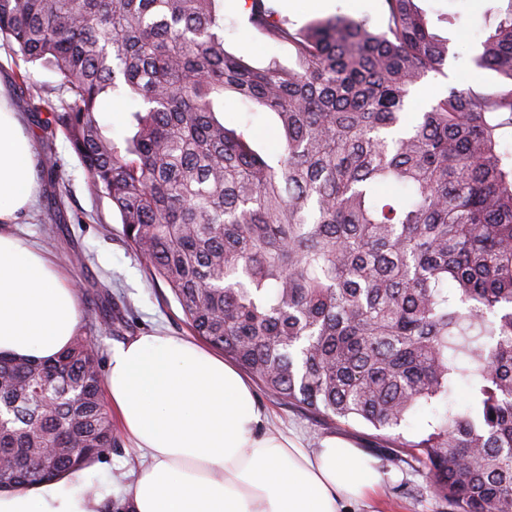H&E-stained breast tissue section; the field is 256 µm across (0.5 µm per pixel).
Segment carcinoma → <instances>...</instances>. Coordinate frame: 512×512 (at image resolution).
Here are the masks:
<instances>
[{
	"instance_id": "obj_1",
	"label": "carcinoma",
	"mask_w": 512,
	"mask_h": 512,
	"mask_svg": "<svg viewBox=\"0 0 512 512\" xmlns=\"http://www.w3.org/2000/svg\"><path fill=\"white\" fill-rule=\"evenodd\" d=\"M247 22L295 65L224 49L223 0H0L14 55L54 71L50 112L122 235L193 332L277 399L416 441L450 512H512V11L475 63L499 87L449 93L406 120L448 59L416 0L380 30L296 28L274 0ZM271 111L277 145L226 126L224 95ZM129 104L119 145L100 124ZM101 357L77 332L50 359L0 353V461L10 489L57 479L112 447ZM465 404L448 408L453 388Z\"/></svg>"
}]
</instances>
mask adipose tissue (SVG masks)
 <instances>
[{"instance_id": "ef3b65f1", "label": "adipose tissue", "mask_w": 512, "mask_h": 512, "mask_svg": "<svg viewBox=\"0 0 512 512\" xmlns=\"http://www.w3.org/2000/svg\"><path fill=\"white\" fill-rule=\"evenodd\" d=\"M31 138L0 82V352L51 358L78 331V296L53 257L11 229L36 202ZM107 394L143 465L127 512H351L376 494L375 458L336 437L307 451L264 427L250 384L181 336L113 349ZM108 484L87 469L0 494V512H103Z\"/></svg>"}]
</instances>
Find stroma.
Returning a JSON list of instances; mask_svg holds the SVG:
<instances>
[{"label":"stroma","instance_id":"35a3bbf8","mask_svg":"<svg viewBox=\"0 0 512 512\" xmlns=\"http://www.w3.org/2000/svg\"><path fill=\"white\" fill-rule=\"evenodd\" d=\"M418 6L436 22L437 33L448 39V62L442 72L430 73L411 93L408 113L424 111L450 89L489 91L499 77L477 66L474 58L497 13L512 0H417ZM244 0H224V47L243 55L252 66H265L278 59L291 66L295 55L288 45L269 42L251 27L244 15ZM278 10L290 21L303 25L343 15L369 18L373 27H382L384 0H276ZM32 92L19 88L15 58L0 40V82L9 86L17 111L28 117L29 133L36 156L56 155L54 174L38 173L39 192L33 208L13 230L21 239L42 247L56 261L66 253L79 251L86 261L65 267L77 290L82 325H93L95 341L103 355L113 348L148 334L191 336L192 331L169 288L151 279L143 261L124 240L120 220L108 199L97 197L87 174L69 142L45 132L43 122L50 106L62 95L59 76L40 64L29 65ZM228 126H246L264 144L274 142L265 109L229 96L224 101ZM121 298L118 321L106 313L105 295ZM256 398L267 416L268 427L295 438L302 447L314 449L329 437H343L373 455L384 474L378 494L362 512H448V503L435 490L428 468L405 449L376 437L374 430L361 425L344 426L282 404L263 388ZM137 468L136 454L123 432H116L112 446L89 466L93 482L108 481L112 498L105 512H124L126 487Z\"/></svg>","mask_w":512,"mask_h":512}]
</instances>
